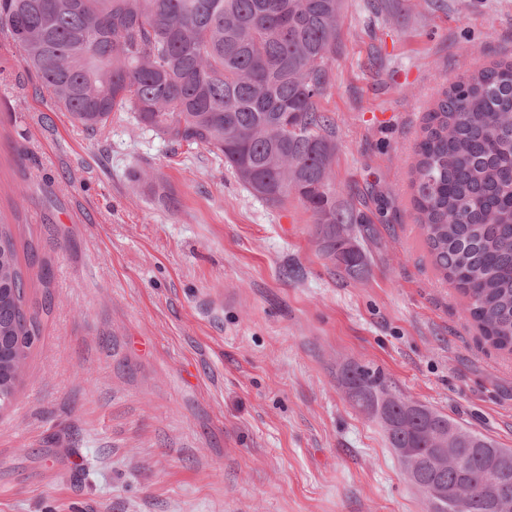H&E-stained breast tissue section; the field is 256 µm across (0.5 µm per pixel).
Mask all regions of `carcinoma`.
I'll use <instances>...</instances> for the list:
<instances>
[{
    "instance_id": "carcinoma-1",
    "label": "carcinoma",
    "mask_w": 512,
    "mask_h": 512,
    "mask_svg": "<svg viewBox=\"0 0 512 512\" xmlns=\"http://www.w3.org/2000/svg\"><path fill=\"white\" fill-rule=\"evenodd\" d=\"M343 0H0V37L90 131L132 112L172 151L205 148L266 203L294 195L311 211L336 275L357 279L373 225L336 207L334 122L319 107L330 82ZM411 188L424 243L467 301L481 336L512 353V57L444 89L415 145ZM11 224L0 219V398L14 396L39 321ZM353 407L386 416L390 448H413L423 481L448 488L434 512H487L485 488L512 455L447 414L409 409L382 370L342 369ZM464 460L435 470L436 437Z\"/></svg>"
}]
</instances>
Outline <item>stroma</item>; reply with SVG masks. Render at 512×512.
<instances>
[{"label": "stroma", "mask_w": 512, "mask_h": 512, "mask_svg": "<svg viewBox=\"0 0 512 512\" xmlns=\"http://www.w3.org/2000/svg\"><path fill=\"white\" fill-rule=\"evenodd\" d=\"M343 0L330 83L336 204L377 240L342 279L297 197L250 193L133 113L90 132L0 39V216L49 288L0 409V512H429L340 373L512 448V354L433 268L413 147L449 81L512 56V0Z\"/></svg>", "instance_id": "1"}]
</instances>
